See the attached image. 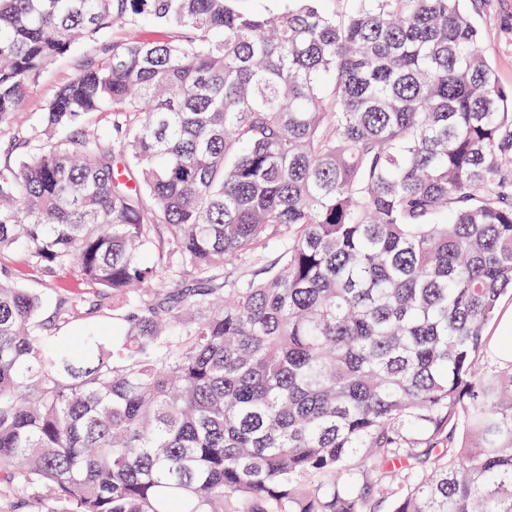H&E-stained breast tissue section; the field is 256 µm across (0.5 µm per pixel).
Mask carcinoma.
Listing matches in <instances>:
<instances>
[{
	"label": "carcinoma",
	"mask_w": 512,
	"mask_h": 512,
	"mask_svg": "<svg viewBox=\"0 0 512 512\" xmlns=\"http://www.w3.org/2000/svg\"><path fill=\"white\" fill-rule=\"evenodd\" d=\"M234 2L0 0V480L45 512H512V364L481 363L512 88L461 0ZM14 253L66 278L48 317ZM89 52V47L83 43L74 45L71 52L55 61L39 80L29 87L21 104V112L27 117L26 126L39 124L44 106L53 96L58 84L75 73L81 60Z\"/></svg>",
	"instance_id": "cac0c4a2"
}]
</instances>
